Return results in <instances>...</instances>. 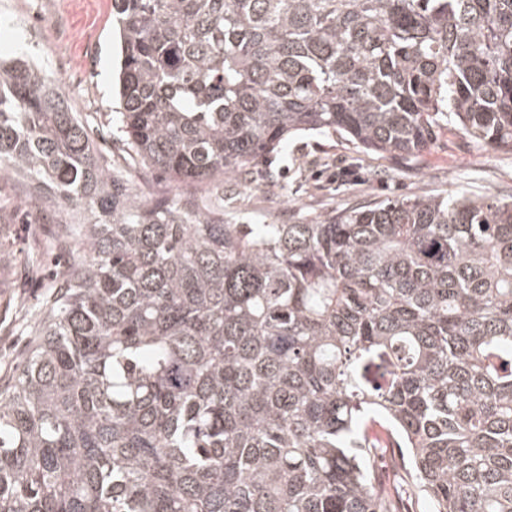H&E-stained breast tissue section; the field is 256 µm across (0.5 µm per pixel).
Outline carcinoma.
<instances>
[{"label":"carcinoma","instance_id":"1","mask_svg":"<svg viewBox=\"0 0 512 512\" xmlns=\"http://www.w3.org/2000/svg\"><path fill=\"white\" fill-rule=\"evenodd\" d=\"M118 141L0 60V168L85 205L0 392V512H387L378 426L432 512H512V199H371L232 224L192 189L291 135L512 151V0H112Z\"/></svg>","mask_w":512,"mask_h":512}]
</instances>
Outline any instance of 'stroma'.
Instances as JSON below:
<instances>
[{
  "instance_id": "1",
  "label": "stroma",
  "mask_w": 512,
  "mask_h": 512,
  "mask_svg": "<svg viewBox=\"0 0 512 512\" xmlns=\"http://www.w3.org/2000/svg\"><path fill=\"white\" fill-rule=\"evenodd\" d=\"M112 0H0V58L25 55L62 80L72 108L91 129L112 132ZM112 171L148 183L154 198L180 194L179 185L143 171L111 142L100 145ZM346 137L305 134L289 138L262 167V176L241 204L242 224H292L374 197H419L463 189L476 196L512 195V151L484 146L455 129L441 130L418 159L388 154L365 156L374 178H337V167L355 155ZM83 207H58L53 197L34 199L26 178L0 170V222L11 233L0 244V386L10 382L18 354L28 350L58 271L71 263L67 252L45 257L32 273L28 255L35 242H50L72 222H93ZM379 485L390 494L391 512H427L399 448H379L370 457Z\"/></svg>"
}]
</instances>
